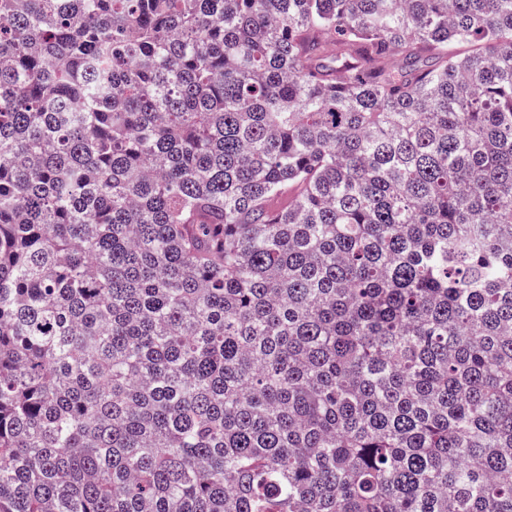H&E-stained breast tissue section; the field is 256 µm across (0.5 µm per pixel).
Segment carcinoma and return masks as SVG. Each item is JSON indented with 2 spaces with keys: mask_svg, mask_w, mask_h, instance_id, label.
<instances>
[{
  "mask_svg": "<svg viewBox=\"0 0 512 512\" xmlns=\"http://www.w3.org/2000/svg\"><path fill=\"white\" fill-rule=\"evenodd\" d=\"M0 512H512V0H0Z\"/></svg>",
  "mask_w": 512,
  "mask_h": 512,
  "instance_id": "carcinoma-1",
  "label": "carcinoma"
}]
</instances>
